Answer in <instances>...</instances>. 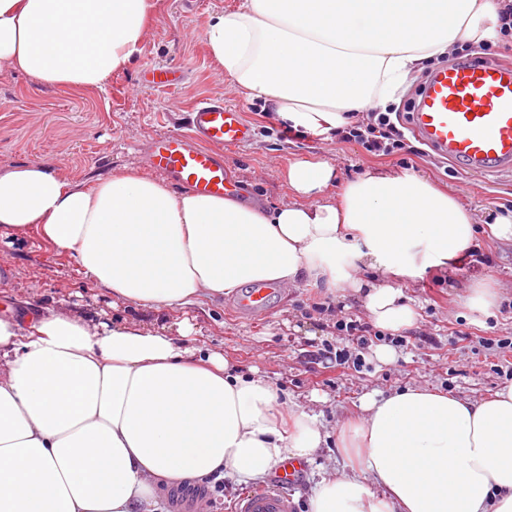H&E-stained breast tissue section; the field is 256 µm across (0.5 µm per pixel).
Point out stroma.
Here are the masks:
<instances>
[{"mask_svg": "<svg viewBox=\"0 0 512 512\" xmlns=\"http://www.w3.org/2000/svg\"><path fill=\"white\" fill-rule=\"evenodd\" d=\"M240 2L152 0V23L133 64L110 75L100 89L66 90L22 73L1 74L0 169L48 164L79 183L129 168L158 178L150 161L154 140L188 134L187 112L198 100L215 97L243 112L252 125L249 141L224 151L232 183L246 202L268 207L288 201L285 173L295 159L327 161L343 182L371 170L425 173L472 212L479 251L488 261L460 266L451 275L428 272L402 282L404 296L419 318L405 331L407 344L398 348L394 362L380 363L370 349L346 344L336 321L347 314L366 322L369 314L359 300L315 285L280 288L270 311L255 319L236 314L230 296L161 311L157 317L168 325L189 319L199 344L224 353L243 372L257 370L278 384L289 401L321 412L331 433L359 415L360 398L373 391L427 387L478 400L511 384L506 370L512 368V348L498 347L497 342L512 338V244L493 238L486 224L495 215L512 213V174H465L410 132L405 135L406 149L390 156L374 155L340 135L316 141L285 132L268 107L244 100L207 49L208 18ZM149 63L182 66V85L173 90L145 86L141 72ZM477 281L497 291L500 307L494 317L473 316L463 305V287ZM0 294L18 312L26 304L44 303L113 319L139 315L136 308L113 306L111 295L34 230L0 235ZM345 347L360 356L361 371L344 372L322 362V351ZM340 467L332 442L314 462L305 464L290 489L297 512H308L307 496L317 474Z\"/></svg>", "mask_w": 512, "mask_h": 512, "instance_id": "1", "label": "stroma"}]
</instances>
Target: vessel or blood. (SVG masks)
Segmentation results:
<instances>
[{"mask_svg":"<svg viewBox=\"0 0 512 512\" xmlns=\"http://www.w3.org/2000/svg\"><path fill=\"white\" fill-rule=\"evenodd\" d=\"M183 77L182 67L152 65L143 79L174 89ZM187 123L191 136L169 134L154 142V168L197 192L229 194L221 149L245 143L251 135L249 124L238 110L210 99L191 108ZM411 128L439 156L460 163L465 172L512 170V65L491 59L448 61L428 78ZM273 292L270 285L254 286L237 306L250 316L264 313ZM299 473L294 464H286L269 485L243 492L233 512H295L289 490Z\"/></svg>","mask_w":512,"mask_h":512,"instance_id":"vessel-or-blood-1","label":"vessel or blood"}]
</instances>
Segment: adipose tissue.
I'll list each match as a JSON object with an SVG mask.
<instances>
[{
    "instance_id": "1",
    "label": "adipose tissue",
    "mask_w": 512,
    "mask_h": 512,
    "mask_svg": "<svg viewBox=\"0 0 512 512\" xmlns=\"http://www.w3.org/2000/svg\"><path fill=\"white\" fill-rule=\"evenodd\" d=\"M511 2L242 0L204 38L247 101L327 140L431 60L492 39ZM152 8L0 0V72L101 87L132 63ZM286 176L292 202L260 208L135 169L78 184L21 164L0 171V228L37 230L118 304L182 309L253 284H314L360 295L393 333L418 318L397 281L454 270L473 250L472 213L424 174L340 185L330 163L298 159ZM193 332L40 306L0 314V512H164L161 486L259 483L313 461L329 437L319 414ZM335 439L343 469L314 482L309 512H512V385L480 401L374 391Z\"/></svg>"
}]
</instances>
